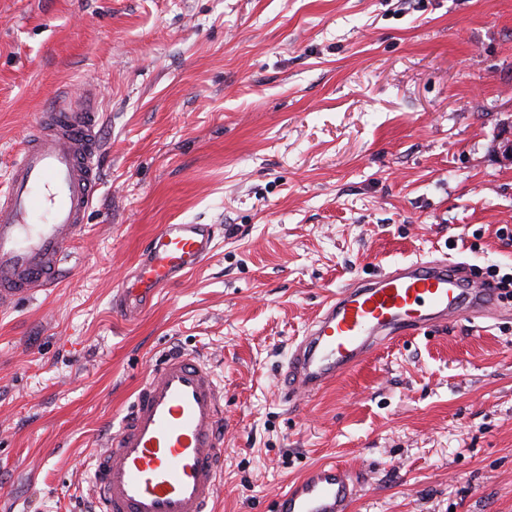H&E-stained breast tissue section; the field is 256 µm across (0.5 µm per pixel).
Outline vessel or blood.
Wrapping results in <instances>:
<instances>
[{
    "label": "vessel or blood",
    "mask_w": 512,
    "mask_h": 512,
    "mask_svg": "<svg viewBox=\"0 0 512 512\" xmlns=\"http://www.w3.org/2000/svg\"><path fill=\"white\" fill-rule=\"evenodd\" d=\"M100 118L69 99L41 113L0 191V310L52 287L100 187ZM211 224H164L122 279L112 307L134 317L214 250ZM497 288L442 257L406 260L338 289L295 344L280 378L289 404L309 399L382 345L498 308ZM224 391L211 368L167 356L138 389L99 452L100 512H209L224 461ZM359 476L332 462L309 468L274 512H351Z\"/></svg>",
    "instance_id": "obj_1"
}]
</instances>
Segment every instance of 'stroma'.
I'll return each mask as SVG.
<instances>
[{"label":"stroma","instance_id":"35a3bbf8","mask_svg":"<svg viewBox=\"0 0 512 512\" xmlns=\"http://www.w3.org/2000/svg\"><path fill=\"white\" fill-rule=\"evenodd\" d=\"M93 90L102 185L55 287L0 311V512L96 506L95 456L174 352L224 389L214 512L308 467L352 512H512V297L402 336L296 411L324 299L417 256L512 275V0H0V190L28 128ZM162 224L216 247L129 320Z\"/></svg>","mask_w":512,"mask_h":512}]
</instances>
